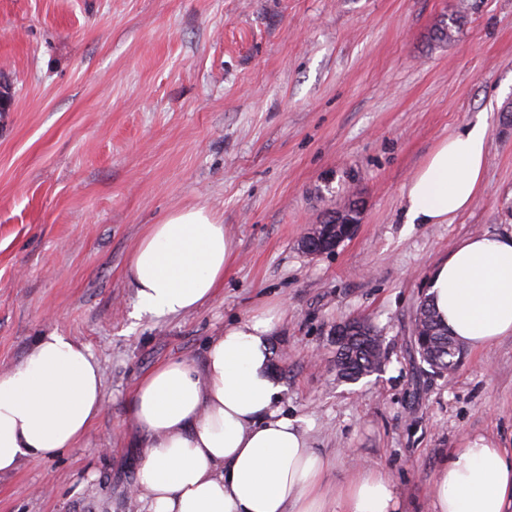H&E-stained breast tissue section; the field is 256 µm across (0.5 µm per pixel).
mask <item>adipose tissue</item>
Here are the masks:
<instances>
[{"label": "adipose tissue", "mask_w": 512, "mask_h": 512, "mask_svg": "<svg viewBox=\"0 0 512 512\" xmlns=\"http://www.w3.org/2000/svg\"><path fill=\"white\" fill-rule=\"evenodd\" d=\"M487 154L482 123L442 140L406 186L407 223L448 224L477 199ZM236 256L207 207L149 225L126 277L138 313L177 316L212 300ZM428 296L457 342L482 350L512 335V234L462 239L430 276ZM281 309L225 324L202 365L171 360L144 377L129 402L145 439L132 489L145 512H399L383 472L358 467L330 495L331 459L280 405L270 337ZM105 405L103 374L87 347L59 329L39 336L0 373V473L74 447ZM512 458L479 436L439 468L434 512H507Z\"/></svg>", "instance_id": "adipose-tissue-1"}]
</instances>
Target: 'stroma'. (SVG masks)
<instances>
[{
	"label": "stroma",
	"mask_w": 512,
	"mask_h": 512,
	"mask_svg": "<svg viewBox=\"0 0 512 512\" xmlns=\"http://www.w3.org/2000/svg\"><path fill=\"white\" fill-rule=\"evenodd\" d=\"M461 16L454 41L437 20ZM0 372L58 328L104 373L74 447L0 474V512H139L145 440L128 400L170 359L201 365L225 322L279 305L281 406L335 466L387 474L433 512L436 473L475 437L512 451V335L432 372L413 341L433 265L512 233V0H0ZM484 118L472 207L405 221V186L440 140ZM357 202L332 252L299 241ZM203 204L236 244L198 310L135 315L124 275L147 225ZM371 321L382 369L336 376L335 330Z\"/></svg>",
	"instance_id": "35a3bbf8"
}]
</instances>
